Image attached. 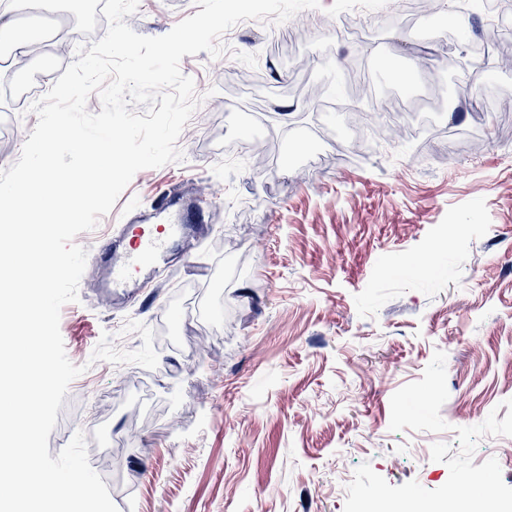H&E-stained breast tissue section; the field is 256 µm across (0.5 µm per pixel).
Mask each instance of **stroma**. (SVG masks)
I'll return each mask as SVG.
<instances>
[{
    "label": "stroma",
    "mask_w": 512,
    "mask_h": 512,
    "mask_svg": "<svg viewBox=\"0 0 512 512\" xmlns=\"http://www.w3.org/2000/svg\"><path fill=\"white\" fill-rule=\"evenodd\" d=\"M320 2L277 47L238 28L222 78L183 56L206 136L183 130L182 161L139 171L75 238L193 205L213 226L139 303L103 301L89 267L61 309L85 371L49 453L82 431L119 512H423L463 480L512 512V111L460 77L512 93V66L452 41L457 0L396 28ZM197 11L139 0L129 25L157 37ZM130 320L157 367L92 361L105 332L142 346Z\"/></svg>",
    "instance_id": "stroma-1"
}]
</instances>
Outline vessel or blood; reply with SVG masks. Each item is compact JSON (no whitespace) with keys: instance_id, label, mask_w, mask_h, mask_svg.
I'll return each mask as SVG.
<instances>
[{"instance_id":"b4317fda","label":"vessel or blood","mask_w":512,"mask_h":512,"mask_svg":"<svg viewBox=\"0 0 512 512\" xmlns=\"http://www.w3.org/2000/svg\"><path fill=\"white\" fill-rule=\"evenodd\" d=\"M206 235L182 214L177 222L140 227L131 235L111 236L90 251V264L102 267L105 278L98 288L107 302L127 300L148 285V275L163 262L173 245L193 247Z\"/></svg>"}]
</instances>
